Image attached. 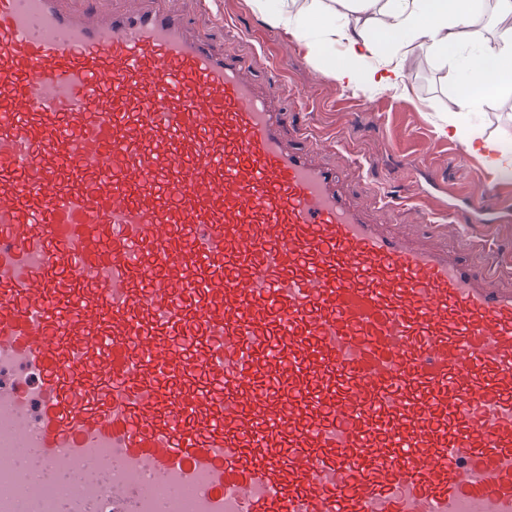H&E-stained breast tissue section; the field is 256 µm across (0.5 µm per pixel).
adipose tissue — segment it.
<instances>
[{
  "label": "adipose tissue",
  "instance_id": "ef3b65f1",
  "mask_svg": "<svg viewBox=\"0 0 512 512\" xmlns=\"http://www.w3.org/2000/svg\"><path fill=\"white\" fill-rule=\"evenodd\" d=\"M484 7L485 0H308L293 9L288 0H277L270 18L344 89L400 88L405 53L413 44L455 56L463 81L457 109L448 115V135L467 132L485 166L508 174L512 157L480 131L464 129L468 112L485 93L512 95V0H495L496 34L478 42L470 22ZM376 14L381 17L377 23L372 20ZM335 46L339 55H330Z\"/></svg>",
  "mask_w": 512,
  "mask_h": 512
}]
</instances>
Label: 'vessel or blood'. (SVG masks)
<instances>
[{"mask_svg": "<svg viewBox=\"0 0 512 512\" xmlns=\"http://www.w3.org/2000/svg\"><path fill=\"white\" fill-rule=\"evenodd\" d=\"M250 70L162 0H0V512H512V289Z\"/></svg>", "mask_w": 512, "mask_h": 512, "instance_id": "b4317fda", "label": "vessel or blood"}]
</instances>
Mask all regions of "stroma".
I'll use <instances>...</instances> for the list:
<instances>
[{
    "mask_svg": "<svg viewBox=\"0 0 512 512\" xmlns=\"http://www.w3.org/2000/svg\"><path fill=\"white\" fill-rule=\"evenodd\" d=\"M167 6L216 50L252 62L258 84L276 80L285 86L288 120L306 132L302 139L289 134L290 143L313 150L321 163H345V191L374 223L447 243L477 265L506 266L512 223L472 225L469 235L487 244L470 250L456 231L468 197L493 211L512 212V175L490 172L479 157H458L452 139L440 133L461 79L454 60L412 45L404 87L361 97L341 88L271 27L255 0H167ZM469 121L512 155V96L485 95ZM433 221L448 225L447 236L428 235L426 225Z\"/></svg>",
    "mask_w": 512,
    "mask_h": 512,
    "instance_id": "35a3bbf8",
    "label": "stroma"
}]
</instances>
